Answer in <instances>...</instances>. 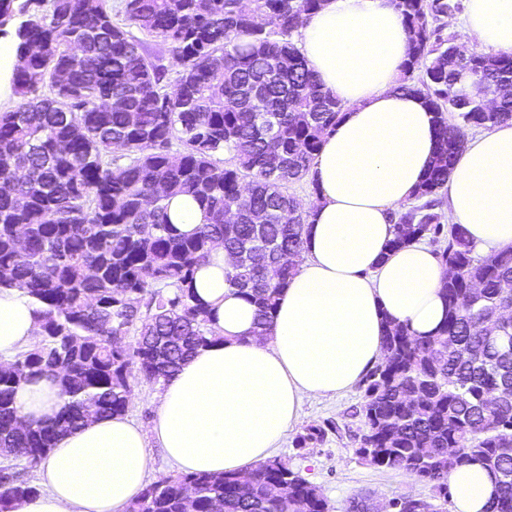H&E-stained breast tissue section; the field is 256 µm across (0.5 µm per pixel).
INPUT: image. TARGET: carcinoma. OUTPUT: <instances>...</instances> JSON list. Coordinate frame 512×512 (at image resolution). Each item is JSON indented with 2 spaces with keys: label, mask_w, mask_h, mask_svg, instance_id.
<instances>
[{
  "label": "carcinoma",
  "mask_w": 512,
  "mask_h": 512,
  "mask_svg": "<svg viewBox=\"0 0 512 512\" xmlns=\"http://www.w3.org/2000/svg\"><path fill=\"white\" fill-rule=\"evenodd\" d=\"M322 0H0L22 67L17 106L0 112V287L39 306L41 339L0 366V512L39 492L31 473L58 434L127 412L140 381L161 386L211 343L195 270L221 243L226 281L270 323L308 214L291 192L309 177L342 101L321 88L294 38ZM410 37L399 88L433 115L436 156L393 215L391 248L429 236L448 269V315L435 336L389 323L384 361L363 380L357 456L451 496L448 473L479 461L497 474L487 512H512V250L478 257L441 206L465 128L512 120V55L459 51L437 25L459 0H397ZM168 45L178 78L144 37ZM41 86L47 93L33 92ZM277 116L268 150L254 92ZM192 196L204 223L179 232L166 200ZM227 210L238 211L234 224ZM135 341H129V337ZM35 377L67 401L49 425H22L15 395ZM310 426L296 438L323 441ZM393 512H437L392 499ZM126 512H328L319 486L277 457L246 475L163 477Z\"/></svg>",
  "instance_id": "cac0c4a2"
}]
</instances>
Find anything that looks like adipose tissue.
I'll list each match as a JSON object with an SVG mask.
<instances>
[{
  "label": "adipose tissue",
  "instance_id": "obj_1",
  "mask_svg": "<svg viewBox=\"0 0 512 512\" xmlns=\"http://www.w3.org/2000/svg\"><path fill=\"white\" fill-rule=\"evenodd\" d=\"M463 25L484 50L512 54V0H467ZM297 46L345 109L311 169L303 250L267 329L226 282L232 259L215 246L192 280L213 312L214 341L163 386L150 426L108 415L60 435L39 467V493L13 512H126L144 488L153 442L184 473H248L300 420L304 398L341 395L382 361L387 320L416 336L443 324L446 266L424 242L390 246L388 215L410 202L435 156L432 115L399 88L410 48L399 11L393 0H323ZM446 199L477 252L512 248L511 121L465 138ZM39 332L33 301L0 287V364L32 348ZM63 403L46 379L15 395L28 423L53 419ZM448 484L453 512H484L496 477L476 462L449 473Z\"/></svg>",
  "mask_w": 512,
  "mask_h": 512
}]
</instances>
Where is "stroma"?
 Returning <instances> with one entry per match:
<instances>
[{
  "mask_svg": "<svg viewBox=\"0 0 512 512\" xmlns=\"http://www.w3.org/2000/svg\"><path fill=\"white\" fill-rule=\"evenodd\" d=\"M363 396L357 386L335 398L305 400L301 423L288 430L275 451L276 457L320 486L329 512H347L350 500L360 494L377 504L408 495L435 499L430 486L404 471H385L356 455L357 439L364 430L360 414ZM308 426L323 427L324 440L309 448L296 447L297 436ZM435 501L439 512H451V503Z\"/></svg>",
  "mask_w": 512,
  "mask_h": 512,
  "instance_id": "1",
  "label": "stroma"
}]
</instances>
